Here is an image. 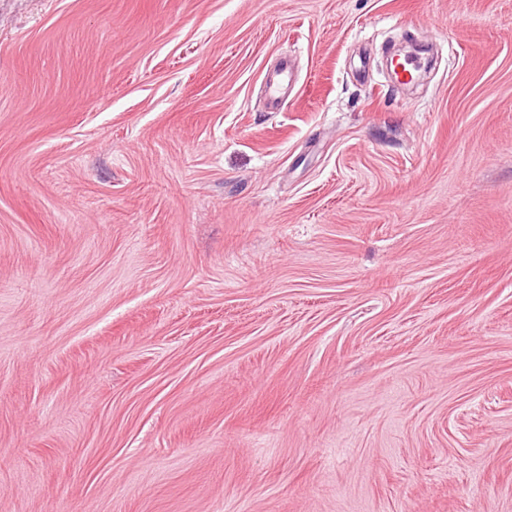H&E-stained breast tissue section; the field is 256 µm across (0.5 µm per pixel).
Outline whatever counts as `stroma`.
<instances>
[{
    "label": "stroma",
    "instance_id": "stroma-1",
    "mask_svg": "<svg viewBox=\"0 0 512 512\" xmlns=\"http://www.w3.org/2000/svg\"><path fill=\"white\" fill-rule=\"evenodd\" d=\"M0 512H512V0H0Z\"/></svg>",
    "mask_w": 512,
    "mask_h": 512
}]
</instances>
